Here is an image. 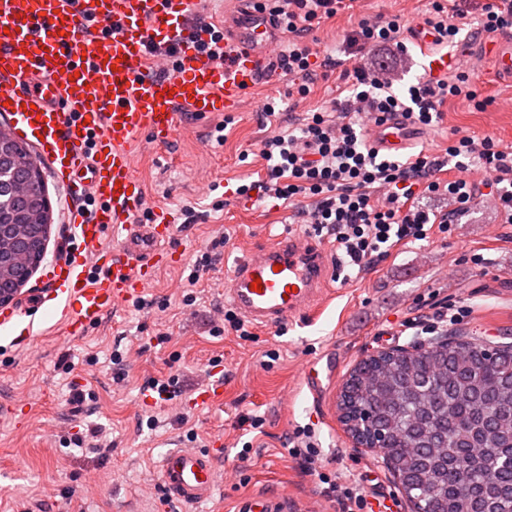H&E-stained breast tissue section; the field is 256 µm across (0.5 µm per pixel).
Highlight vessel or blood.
I'll use <instances>...</instances> for the list:
<instances>
[{"label":"vessel or blood","mask_w":512,"mask_h":512,"mask_svg":"<svg viewBox=\"0 0 512 512\" xmlns=\"http://www.w3.org/2000/svg\"><path fill=\"white\" fill-rule=\"evenodd\" d=\"M196 0H0V114L19 138L40 151L72 206L68 222L76 245L52 262L46 294L61 308L65 332L76 337L102 323L112 308L139 295L156 267L175 263L164 250L174 227L154 213L135 217L146 202L133 148L138 139L161 146L181 127L182 112L206 118L237 111L243 93L269 78L277 66L266 33L270 21H244L224 29V57L199 53L192 24ZM107 25L109 37L84 35L85 17ZM492 76H512V32L484 46ZM371 140L392 155L418 138L402 117L373 127ZM114 238L116 246L106 245ZM326 251L311 239L284 234L238 259L226 285L230 306L265 330L304 315L317 317L328 288ZM261 289H254V282ZM336 356L302 367L303 386L316 412ZM223 396L221 378L200 387L197 410ZM171 502L210 500L218 474L213 456L179 448L159 465ZM268 493L242 497L237 512H283Z\"/></svg>","instance_id":"b4317fda"}]
</instances>
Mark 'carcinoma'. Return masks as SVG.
Returning <instances> with one entry per match:
<instances>
[{"mask_svg": "<svg viewBox=\"0 0 512 512\" xmlns=\"http://www.w3.org/2000/svg\"><path fill=\"white\" fill-rule=\"evenodd\" d=\"M6 136L14 178H32L30 152ZM39 200L0 193L1 294L22 287L43 259L51 225L10 223ZM337 409L359 444L387 434L382 453L412 512H512V344L488 356L478 337L458 335L364 359Z\"/></svg>", "mask_w": 512, "mask_h": 512, "instance_id": "cac0c4a2", "label": "carcinoma"}]
</instances>
